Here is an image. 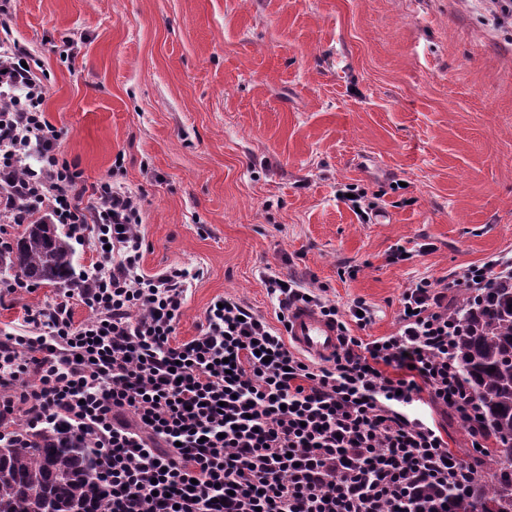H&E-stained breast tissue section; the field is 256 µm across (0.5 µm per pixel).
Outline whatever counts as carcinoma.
<instances>
[{"mask_svg":"<svg viewBox=\"0 0 512 512\" xmlns=\"http://www.w3.org/2000/svg\"><path fill=\"white\" fill-rule=\"evenodd\" d=\"M34 284L75 280L68 234L30 216L18 247L0 254V270ZM453 320L460 326L454 353L482 407L490 435L512 434V277L478 294L466 293ZM459 512H512V448L495 449L492 466L474 491L454 500ZM88 450L64 441L30 448L0 447V512H107Z\"/></svg>","mask_w":512,"mask_h":512,"instance_id":"obj_1","label":"carcinoma"}]
</instances>
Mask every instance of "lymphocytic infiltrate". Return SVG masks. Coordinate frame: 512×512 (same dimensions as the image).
<instances>
[{
    "instance_id": "1",
    "label": "lymphocytic infiltrate",
    "mask_w": 512,
    "mask_h": 512,
    "mask_svg": "<svg viewBox=\"0 0 512 512\" xmlns=\"http://www.w3.org/2000/svg\"><path fill=\"white\" fill-rule=\"evenodd\" d=\"M28 58L0 52V213L44 211L100 258L52 303L25 307L22 332L0 335V446L62 435L94 449L111 512H452L489 434L454 356L448 289L511 276L512 256L462 267L447 287L409 283L396 332L368 341L351 332L372 321L364 301L342 311L297 276L267 275L279 307L305 302L336 321L340 348L322 362L230 296L176 341L190 272H143L139 197L85 185L60 160ZM424 396L464 421L469 457L411 412Z\"/></svg>"
}]
</instances>
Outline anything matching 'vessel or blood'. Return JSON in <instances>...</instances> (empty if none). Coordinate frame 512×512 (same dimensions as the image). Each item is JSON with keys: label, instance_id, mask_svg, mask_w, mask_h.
<instances>
[{"label": "vessel or blood", "instance_id": "b4317fda", "mask_svg": "<svg viewBox=\"0 0 512 512\" xmlns=\"http://www.w3.org/2000/svg\"><path fill=\"white\" fill-rule=\"evenodd\" d=\"M286 315L288 338L297 350L316 360L335 354L340 331L334 321L309 304L297 305L287 310Z\"/></svg>", "mask_w": 512, "mask_h": 512}]
</instances>
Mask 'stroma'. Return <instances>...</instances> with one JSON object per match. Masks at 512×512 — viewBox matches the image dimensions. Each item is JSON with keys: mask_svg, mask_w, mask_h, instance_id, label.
<instances>
[{"mask_svg": "<svg viewBox=\"0 0 512 512\" xmlns=\"http://www.w3.org/2000/svg\"><path fill=\"white\" fill-rule=\"evenodd\" d=\"M49 87L57 151L141 198L142 265L198 272L177 325L218 297L277 325L262 276L295 274L397 328L419 277L512 253V25L489 0H11ZM377 205L362 220L346 187ZM409 259H396L398 249ZM61 287L0 295V332ZM450 449L466 426L412 406Z\"/></svg>", "mask_w": 512, "mask_h": 512, "instance_id": "obj_1", "label": "stroma"}]
</instances>
